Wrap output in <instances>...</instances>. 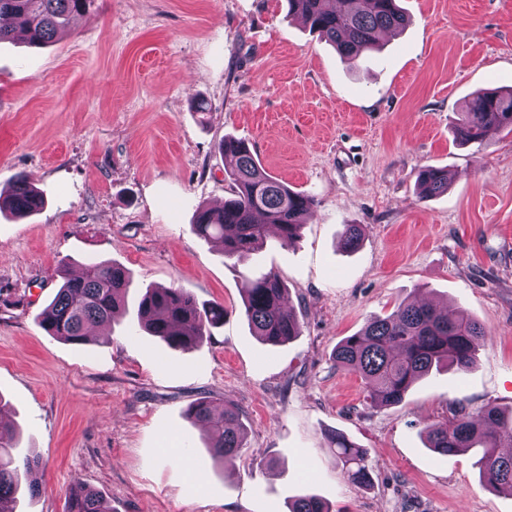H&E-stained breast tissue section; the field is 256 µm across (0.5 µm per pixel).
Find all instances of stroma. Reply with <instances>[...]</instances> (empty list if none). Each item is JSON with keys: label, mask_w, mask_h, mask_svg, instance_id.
<instances>
[{"label": "stroma", "mask_w": 512, "mask_h": 512, "mask_svg": "<svg viewBox=\"0 0 512 512\" xmlns=\"http://www.w3.org/2000/svg\"><path fill=\"white\" fill-rule=\"evenodd\" d=\"M400 5L408 25L351 62L286 0H96L50 45L0 44V191L21 173L47 199L0 214V400L43 487L20 490L18 512H64L79 484L112 512H288L307 493L332 512H512L473 452L424 445L428 425L512 409V134L453 136L473 93L512 88V0ZM227 136L313 197L294 244L238 260L195 234L197 208L228 195ZM426 165L447 169L446 194L419 197ZM348 224L364 227L353 252ZM90 257L132 285L105 334L77 346L39 316ZM269 271L300 321L279 347L241 314L246 279ZM148 287L223 303V326L170 350L138 326ZM404 299L463 309L487 336L468 371L376 407L332 353ZM199 398L242 412L232 461L213 462L187 417ZM336 432L366 449L371 486L348 481Z\"/></svg>", "instance_id": "35a3bbf8"}]
</instances>
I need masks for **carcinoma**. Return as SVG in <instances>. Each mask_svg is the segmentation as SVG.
Masks as SVG:
<instances>
[{
    "instance_id": "cac0c4a2",
    "label": "carcinoma",
    "mask_w": 512,
    "mask_h": 512,
    "mask_svg": "<svg viewBox=\"0 0 512 512\" xmlns=\"http://www.w3.org/2000/svg\"><path fill=\"white\" fill-rule=\"evenodd\" d=\"M94 2L0 0V18L13 21L0 25V43L22 40L33 46L47 45L75 17L90 13ZM288 6L313 32L353 59L375 49L380 33L397 31L407 22L398 0H288ZM501 129L512 132V89L476 92L460 113L454 134L462 144H481L491 132ZM218 150L234 160L229 196L218 211L208 207L197 211L196 234L220 241L224 256L239 259L267 244L271 225L277 229L280 244L295 242L306 224L313 198L267 172L244 141L226 137L219 142ZM416 185L422 199L441 195L448 191V170L423 167L417 173ZM43 206L42 194L22 175L17 176L9 194L0 197V210L6 208L17 216L34 215ZM363 235L362 225H345L344 249H357ZM130 287L125 268L90 259L79 275L63 276L41 313L40 325L52 336L82 345L90 327L117 316ZM286 303L287 288L277 275L270 272L246 280L242 314L263 343L277 346L299 334L298 317ZM226 314L224 304L219 302L199 307L183 288H149L137 304L138 322L175 351H187L202 342L211 335V329L224 325ZM485 337L481 324L463 310L401 301L389 315L367 319L359 332L341 340L333 351V360L338 367L361 377L374 402L395 406L432 368L469 369L476 346ZM187 415L197 424L208 425V448L214 459L231 460L245 448L237 409L226 407L216 415L210 402L200 400L189 406ZM425 433L428 447L440 455L477 449L476 465L482 483L512 491V454L499 452L512 448V414L488 404L475 416L430 425ZM15 447L9 427L0 420V512H17L22 475L32 468L29 459L13 455ZM331 448L352 483L370 484L372 472L364 449L341 434L331 437ZM66 512L112 509L97 491L82 487L71 493ZM291 512L331 510L318 496L308 493L295 501Z\"/></svg>"
}]
</instances>
